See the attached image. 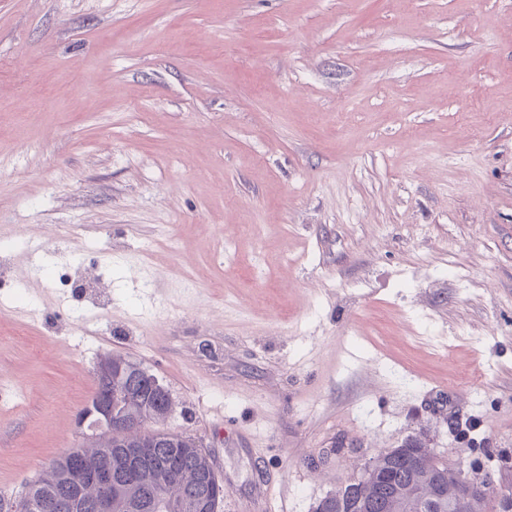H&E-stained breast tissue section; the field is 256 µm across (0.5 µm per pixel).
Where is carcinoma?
<instances>
[{
	"label": "carcinoma",
	"mask_w": 512,
	"mask_h": 512,
	"mask_svg": "<svg viewBox=\"0 0 512 512\" xmlns=\"http://www.w3.org/2000/svg\"><path fill=\"white\" fill-rule=\"evenodd\" d=\"M138 379L137 364L122 357H112L108 380L96 378V395L112 391V412L125 418L139 417L152 423L164 418L171 409L170 397H158L147 388L133 398L126 391ZM155 448V458L144 462V476L153 494L160 499L156 512H199L196 504L209 491L212 464L195 439L178 434H162L145 426L140 431L112 428V442L96 441L80 446V466L87 471L110 468L120 474L133 468L134 450ZM416 461L406 464L404 457L381 452L375 456L374 475L360 476L353 496L343 503L331 499L324 512H455L453 489L463 469L452 467L425 448L412 449ZM175 455L181 467L171 475L159 466L158 459ZM72 455L64 453L52 461L42 476L29 485V492L57 505L53 512H74L71 502L80 497L93 498L94 490L79 486L71 479ZM139 482L123 481L112 486V512H133L132 504L141 497ZM466 512H506L495 486L483 499L472 502Z\"/></svg>",
	"instance_id": "1"
}]
</instances>
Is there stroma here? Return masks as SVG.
<instances>
[{"instance_id":"stroma-1","label":"stroma","mask_w":512,"mask_h":512,"mask_svg":"<svg viewBox=\"0 0 512 512\" xmlns=\"http://www.w3.org/2000/svg\"><path fill=\"white\" fill-rule=\"evenodd\" d=\"M0 271L2 496L107 354L219 512L409 438L512 482V0H0Z\"/></svg>"}]
</instances>
